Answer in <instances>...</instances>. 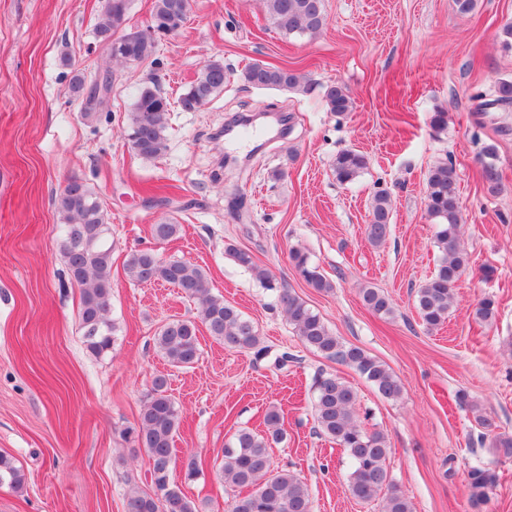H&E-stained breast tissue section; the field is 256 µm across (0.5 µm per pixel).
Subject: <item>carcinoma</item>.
<instances>
[{
	"label": "carcinoma",
	"instance_id": "carcinoma-1",
	"mask_svg": "<svg viewBox=\"0 0 512 512\" xmlns=\"http://www.w3.org/2000/svg\"><path fill=\"white\" fill-rule=\"evenodd\" d=\"M189 0H154L150 23L144 27L128 25L130 0H105L104 12L96 26V36L105 43L112 61L124 65L131 58L141 63L154 60L158 39L180 31L187 20ZM269 18L284 35H315L326 24L324 0H264ZM231 72L220 59L207 61L191 86L176 102L164 95L161 77L151 74L138 88L129 114L127 139L136 156L154 160L168 151L167 129L170 112H198L216 94L224 91ZM240 79L255 88H279L307 96L315 85L307 75L295 70L270 67L259 63L247 66ZM328 111L343 115L352 108L346 89L331 83L321 86ZM477 110L496 105L505 110L512 106V79L499 81L496 95L487 99L473 95ZM483 179L488 190H499L500 177L494 164L495 149L484 150ZM365 155L352 149L340 151L333 161L336 180L342 184L357 179L367 168ZM60 216L62 250L71 282L80 287V325L87 350L102 356L112 349L116 325L110 318L112 305V232L106 214L92 188L81 178L68 180L54 200ZM390 196L384 189L375 192L371 219L365 225L367 241L374 246L386 243L390 235ZM427 214L435 226L434 243L438 263L434 273L416 292V308L423 326L435 330L448 320L453 304V288L467 267L461 249V211L457 177L452 163L441 161L427 175ZM180 225L164 218L151 226L152 239L167 242L179 233ZM224 252L239 266L250 271L256 281L273 292L276 305L293 326L300 341L324 357L347 365L371 382L387 399L402 393L399 380L386 365L369 356L362 348L347 344L335 336L322 318L290 290L277 285L269 269L253 256L232 244ZM296 273L318 291L333 288L306 253L290 252ZM128 276L138 283L164 282L178 289L197 305L200 321L173 319L162 325L154 336L158 352L172 367L189 368L199 360L198 324L202 323L224 348L249 352L256 359L266 357L257 328L224 298L212 293L205 271L187 259H166L152 247L137 248L126 255ZM365 306L376 314L394 312L390 298L376 288L361 290ZM357 393L333 375L316 381L314 420L317 433L343 449L351 459L348 492L360 502H371L386 493L382 512H413L410 500L397 489L386 466L391 454L385 436L364 429L357 411ZM181 421V411L168 393L166 377L154 378L143 403L138 425L128 431V438L145 450L150 461L154 494L134 489L127 499V512H198L182 488L171 482L170 470L175 462L174 438ZM283 416L276 407L265 414V430L258 434L238 430L231 443L222 449L218 467L221 480L245 488L230 505V512H310L307 486L286 469L273 467L269 448L283 441ZM496 481L490 469L470 472L471 496L483 500ZM25 482L23 471L14 461L0 454V484L20 488Z\"/></svg>",
	"mask_w": 512,
	"mask_h": 512
}]
</instances>
